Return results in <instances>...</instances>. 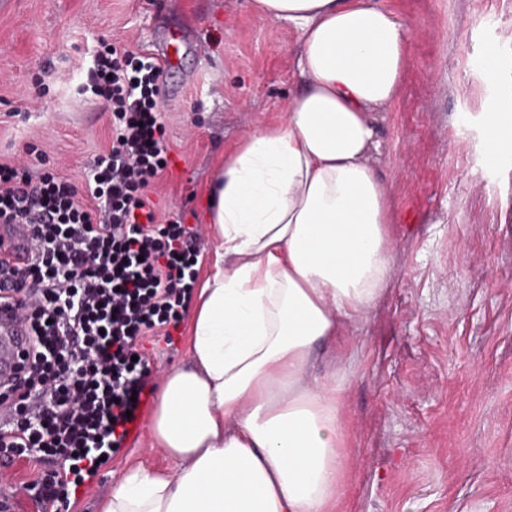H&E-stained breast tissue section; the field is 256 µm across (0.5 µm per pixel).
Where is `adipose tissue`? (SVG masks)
<instances>
[{
	"mask_svg": "<svg viewBox=\"0 0 512 512\" xmlns=\"http://www.w3.org/2000/svg\"><path fill=\"white\" fill-rule=\"evenodd\" d=\"M299 36L284 118L244 136L205 190L209 269L189 363L166 372L138 465L101 512H345V322L390 269V199L371 164L374 114L398 99L410 25L388 0H254ZM487 164L512 150V97L489 110Z\"/></svg>",
	"mask_w": 512,
	"mask_h": 512,
	"instance_id": "ef3b65f1",
	"label": "adipose tissue"
}]
</instances>
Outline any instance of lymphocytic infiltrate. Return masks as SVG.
I'll use <instances>...</instances> for the list:
<instances>
[{"label": "lymphocytic infiltrate", "instance_id": "obj_1", "mask_svg": "<svg viewBox=\"0 0 512 512\" xmlns=\"http://www.w3.org/2000/svg\"><path fill=\"white\" fill-rule=\"evenodd\" d=\"M162 75L140 53L98 52L89 86L110 105L112 146L82 185L0 165V223L28 231L26 262H0V306L29 332L0 383V461L51 465L31 481L1 472L0 485L24 490L37 512L70 501L120 449L155 389L140 342L173 341L194 288L199 232L157 223L146 192L170 164Z\"/></svg>", "mask_w": 512, "mask_h": 512}]
</instances>
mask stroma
Returning <instances> with one entry per match:
<instances>
[{
  "mask_svg": "<svg viewBox=\"0 0 512 512\" xmlns=\"http://www.w3.org/2000/svg\"><path fill=\"white\" fill-rule=\"evenodd\" d=\"M411 31L404 86L376 113L375 170L394 245L377 303L345 333L347 512H512V151L485 163L488 105L512 94V0H392ZM184 28V71L164 72L171 146L149 188L161 219L200 222L225 151L281 117L298 35L251 0H11L0 9V163L43 152L82 182L112 145L85 91L99 42L146 52ZM497 50L499 77L486 56ZM163 465L149 440L118 452L68 512H101L124 461Z\"/></svg>",
  "mask_w": 512,
  "mask_h": 512,
  "instance_id": "obj_1",
  "label": "stroma"
}]
</instances>
